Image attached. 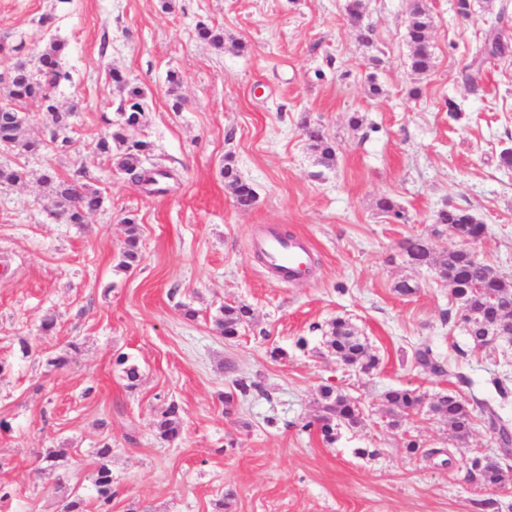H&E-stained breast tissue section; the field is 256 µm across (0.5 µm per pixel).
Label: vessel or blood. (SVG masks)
<instances>
[{"label":"vessel or blood","mask_w":512,"mask_h":512,"mask_svg":"<svg viewBox=\"0 0 512 512\" xmlns=\"http://www.w3.org/2000/svg\"><path fill=\"white\" fill-rule=\"evenodd\" d=\"M252 246L262 254L268 269L273 270L282 282L303 279L311 272L310 245L304 238L285 237L271 230L255 239Z\"/></svg>","instance_id":"1"}]
</instances>
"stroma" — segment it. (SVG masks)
<instances>
[{
	"label": "stroma",
	"instance_id": "stroma-1",
	"mask_svg": "<svg viewBox=\"0 0 512 512\" xmlns=\"http://www.w3.org/2000/svg\"><path fill=\"white\" fill-rule=\"evenodd\" d=\"M429 3L434 64L417 75L408 0H364L358 28L346 0H171L167 10L162 0H0V42L24 44L28 56L50 34L67 42L72 81L60 102L79 104L76 150L24 158L30 178L0 188V420L10 426L0 432V485L11 492L0 512H64L74 495L91 496L104 443L111 512H214L228 491L230 512H512V479L488 485L471 466L480 456L512 468L487 423L475 417L460 442L429 410L453 393L512 422V398L490 383L512 384V346L476 348L433 268L412 265L402 248L414 236L438 252L456 247L450 232L431 229L445 205L464 207L487 226L473 251L512 279V170L499 164L512 148V53L481 65L479 91L462 79L487 34L512 43V0H471L466 18L457 0ZM45 15L52 31L38 24ZM201 21L223 28L224 49L195 37ZM114 68L147 92L138 136L150 144L147 165L172 173L164 193H146L92 153L118 102ZM171 70L182 78L178 112ZM306 120L333 143L334 166L308 150ZM227 164L255 189L250 210L236 207ZM47 167L64 177L85 170L102 193L87 224L53 217L37 182ZM383 196L404 219L378 209ZM128 217L143 260L124 271ZM270 226L309 239L307 280L276 281L252 249ZM402 280L414 294L395 291ZM227 303L254 313L234 339L213 322ZM186 306L195 320L183 317ZM48 313L55 326L46 332ZM338 317L358 327L376 369L343 366L328 351L321 329ZM427 345L447 375L414 366ZM121 354L139 368L135 388L115 363ZM58 357L65 366H53ZM241 377L258 390L225 407ZM325 385L363 411L331 446L309 426ZM393 388L423 397L396 427L384 400ZM171 402L183 426L174 442L154 427ZM410 436L418 453L403 446ZM434 448L447 449L449 465ZM50 449L60 456L49 467Z\"/></svg>",
	"mask_w": 512,
	"mask_h": 512
}]
</instances>
